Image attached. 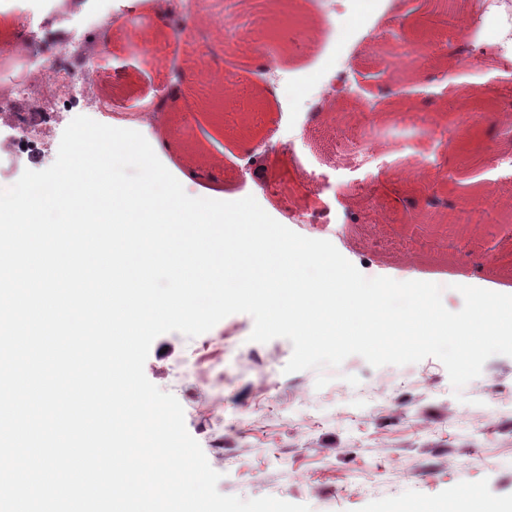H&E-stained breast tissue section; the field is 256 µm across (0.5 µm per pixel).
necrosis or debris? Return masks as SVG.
<instances>
[{"instance_id": "1", "label": "necrosis or debris", "mask_w": 512, "mask_h": 512, "mask_svg": "<svg viewBox=\"0 0 512 512\" xmlns=\"http://www.w3.org/2000/svg\"><path fill=\"white\" fill-rule=\"evenodd\" d=\"M417 6L438 21L459 24V38L472 55L485 49L477 41L481 33L499 34L494 49L512 51V0H459L452 9L417 0ZM153 10L168 20L187 17L177 38L210 41L211 25L186 15L185 0H153ZM0 13L12 17L20 32L0 52L5 59L0 65V161L16 169L45 163L59 128L84 111L100 113L121 127H143L157 119L155 101L121 110L99 91L112 80L99 61L117 9H98L94 0H0Z\"/></svg>"}]
</instances>
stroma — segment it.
<instances>
[{"label":"stroma","instance_id":"stroma-1","mask_svg":"<svg viewBox=\"0 0 512 512\" xmlns=\"http://www.w3.org/2000/svg\"><path fill=\"white\" fill-rule=\"evenodd\" d=\"M124 2L134 6L138 32L156 52L146 56L130 44L122 18L100 64L122 74L112 96L126 107L165 92L175 72L184 74V93L160 115L155 138L171 146L161 161L172 175L197 169L184 186L189 196H251L274 218L312 196L335 210L342 237L334 245L365 277L442 285L452 312L464 305L456 290L463 281L512 292V253L494 256L482 247L499 224L469 225L466 247L456 248L419 232L434 213L402 205L425 191L423 173H438L433 188L445 195L455 180L491 170L500 224L512 225V170L493 167L487 154L503 147L491 131L502 114L500 74L448 55L458 41L454 28L431 27L409 5L403 25H394L389 0H374L372 21L389 46H433L423 67L390 74L387 49L362 39L347 21V0H338L332 14L320 0H291L293 20L279 28L270 20L272 0L255 8L220 0L225 20L250 42L239 63L223 70L222 83L204 89L190 59L201 45L175 43L148 0ZM271 40L281 49L274 61L263 52ZM342 54L350 58L353 96L319 110L303 105L296 88ZM226 82L242 89L248 111L224 102L223 120L208 103ZM275 87L282 95L272 102L266 91ZM253 326L250 315L236 313L193 338L162 334L144 366L146 377L182 405L189 434L221 475L220 493L272 496L311 512H387L420 500L447 506L473 487L486 500L512 505V357H491L458 393L437 358L376 368L352 355L326 368L330 381L319 389L317 371L285 373L289 340L251 341ZM194 366L200 379L182 378ZM219 374L224 387L215 391L205 380Z\"/></svg>","mask_w":512,"mask_h":512}]
</instances>
